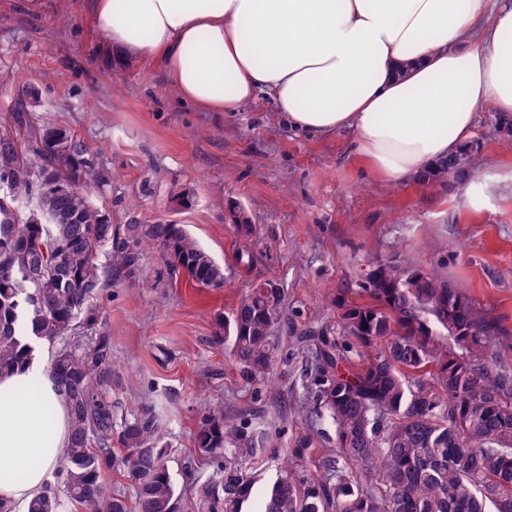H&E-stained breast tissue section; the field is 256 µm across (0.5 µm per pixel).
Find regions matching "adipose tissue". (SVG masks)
Listing matches in <instances>:
<instances>
[{"label": "adipose tissue", "instance_id": "obj_1", "mask_svg": "<svg viewBox=\"0 0 512 512\" xmlns=\"http://www.w3.org/2000/svg\"><path fill=\"white\" fill-rule=\"evenodd\" d=\"M115 60L157 61L185 103L235 112L268 93L309 135L400 183L474 137L477 106L512 127V0H90ZM41 354L0 374V501L26 512L69 443Z\"/></svg>", "mask_w": 512, "mask_h": 512}]
</instances>
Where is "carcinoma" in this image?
<instances>
[{"instance_id": "carcinoma-1", "label": "carcinoma", "mask_w": 512, "mask_h": 512, "mask_svg": "<svg viewBox=\"0 0 512 512\" xmlns=\"http://www.w3.org/2000/svg\"><path fill=\"white\" fill-rule=\"evenodd\" d=\"M110 182L80 140L15 103L0 126V373L37 341L56 347L48 377L70 419L68 452L28 512L180 508L154 411L115 432L118 382L96 299L109 282L139 279L147 246L196 288H223L224 265L182 224L115 227L90 197ZM242 212L230 207L229 219L248 237ZM284 322L282 289L265 280L218 319L216 339L246 378L265 380ZM336 330L339 340L323 329L298 338L312 436L262 493L249 464L263 430L222 408L202 413L195 445L224 465L195 486L198 512H512V373L489 354L498 322L447 277L376 261L341 289ZM315 437L329 448L312 472L303 460ZM109 471L131 495L112 491Z\"/></svg>"}]
</instances>
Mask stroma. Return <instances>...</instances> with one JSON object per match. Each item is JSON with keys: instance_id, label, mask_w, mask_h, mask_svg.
Masks as SVG:
<instances>
[{"instance_id": "1", "label": "stroma", "mask_w": 512, "mask_h": 512, "mask_svg": "<svg viewBox=\"0 0 512 512\" xmlns=\"http://www.w3.org/2000/svg\"><path fill=\"white\" fill-rule=\"evenodd\" d=\"M0 117L30 98L34 121L51 117L86 146L112 177L94 203L114 224L174 220L224 265V286L172 279L159 251L143 256V284L103 288L96 304L112 339L121 381L118 418L157 414L171 446L169 468L182 512L190 490L212 477L193 433L205 408L223 407L264 427L272 442L252 470L271 480L309 434L302 352L294 342L313 327L335 328L342 284L378 260L438 269L502 328L494 349L512 367V130L477 109L473 157L489 186L483 208L466 186L447 181L392 183L350 149L351 134L312 137L288 126L270 96L235 112H204L181 102L153 61H110L89 21V0H0ZM240 205L255 232L243 237L226 215ZM248 250L250 263L238 262ZM284 290L281 361L271 380L247 381L214 334L256 280Z\"/></svg>"}]
</instances>
